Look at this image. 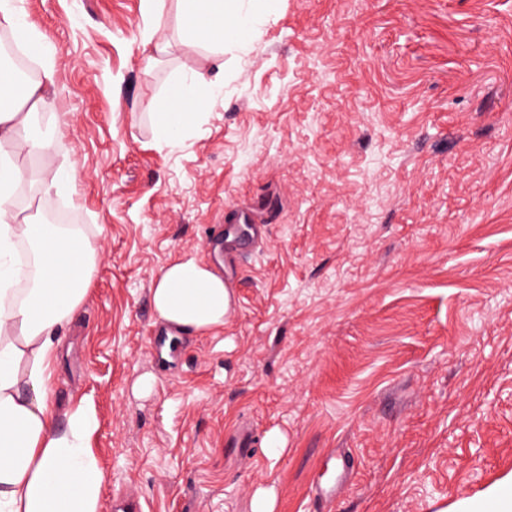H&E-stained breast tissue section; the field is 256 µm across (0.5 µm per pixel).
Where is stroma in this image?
I'll use <instances>...</instances> for the list:
<instances>
[{
  "instance_id": "1",
  "label": "stroma",
  "mask_w": 512,
  "mask_h": 512,
  "mask_svg": "<svg viewBox=\"0 0 512 512\" xmlns=\"http://www.w3.org/2000/svg\"><path fill=\"white\" fill-rule=\"evenodd\" d=\"M248 8L256 32L219 59L181 44L167 0L150 65L140 0H24L54 48L38 118L64 145L25 165L79 177L46 202L24 182L12 210L65 212L98 254L54 399L95 413L102 512L118 491L143 512H250L260 488L275 512H452L512 478V0ZM219 64L221 94L159 147L169 81ZM252 202L267 231L225 276L223 332L157 355L154 277L217 264L207 235Z\"/></svg>"
}]
</instances>
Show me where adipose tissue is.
<instances>
[{
	"label": "adipose tissue",
	"instance_id": "ef3b65f1",
	"mask_svg": "<svg viewBox=\"0 0 512 512\" xmlns=\"http://www.w3.org/2000/svg\"><path fill=\"white\" fill-rule=\"evenodd\" d=\"M180 39L219 54L246 38L251 24L242 0H177ZM23 0H0V27L32 58L48 46L20 17ZM51 66L31 82L0 74V512H100L105 474L90 446L97 422L83 404L60 408L51 369L61 332L84 303L97 253L79 224L20 223L7 202L29 178L25 160L61 150L55 135H33L36 112L52 107ZM209 103L197 80L172 81L154 115L159 146L174 145ZM31 249L25 287H16L14 252ZM151 303L167 334L223 329L233 295L221 275L183 257L155 277Z\"/></svg>",
	"mask_w": 512,
	"mask_h": 512
}]
</instances>
